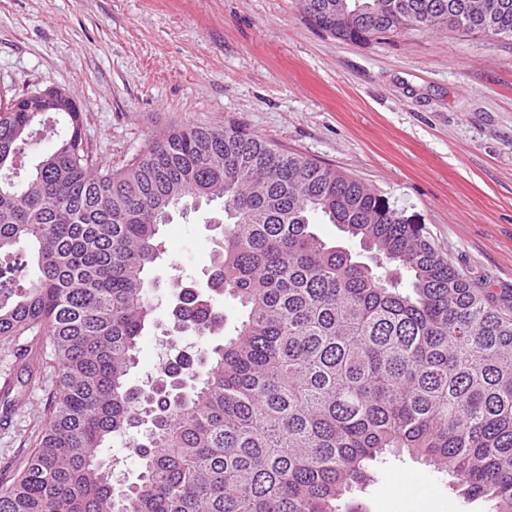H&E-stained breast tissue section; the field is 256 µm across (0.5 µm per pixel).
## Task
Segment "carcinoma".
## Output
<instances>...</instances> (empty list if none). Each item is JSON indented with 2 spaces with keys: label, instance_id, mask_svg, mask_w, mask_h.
<instances>
[{
  "label": "carcinoma",
  "instance_id": "cac0c4a2",
  "mask_svg": "<svg viewBox=\"0 0 512 512\" xmlns=\"http://www.w3.org/2000/svg\"><path fill=\"white\" fill-rule=\"evenodd\" d=\"M300 2L316 28L364 44L439 30L512 41V0ZM48 113L66 135L25 179L0 177V338L42 337L59 396L0 512H359L349 495L388 454L512 512V308L420 225L235 121L176 123L123 167L99 166L67 94L0 107V171ZM189 200L224 201L209 277L243 313L229 328L182 287L171 332L224 342L132 388L159 228ZM318 218L364 254L323 240ZM145 416L137 481L119 483L103 452Z\"/></svg>",
  "mask_w": 512,
  "mask_h": 512
}]
</instances>
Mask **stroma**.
Returning a JSON list of instances; mask_svg holds the SVG:
<instances>
[{
  "label": "stroma",
  "mask_w": 512,
  "mask_h": 512,
  "mask_svg": "<svg viewBox=\"0 0 512 512\" xmlns=\"http://www.w3.org/2000/svg\"><path fill=\"white\" fill-rule=\"evenodd\" d=\"M49 87L82 105L100 164L123 166L174 123L234 120L375 188L460 271L512 295L511 41L447 31L353 43L313 26L298 0H0V103ZM222 207L161 226L155 324L131 387L156 378L174 348L223 342L168 331L176 284L206 283ZM40 343L0 340V482L45 431L58 392ZM352 498L362 512H492L406 455L387 457Z\"/></svg>",
  "instance_id": "1"
}]
</instances>
